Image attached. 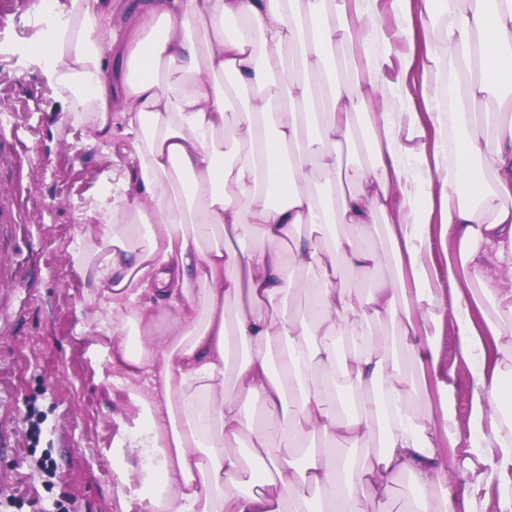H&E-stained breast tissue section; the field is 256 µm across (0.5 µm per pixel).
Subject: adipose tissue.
<instances>
[{
    "instance_id": "adipose-tissue-1",
    "label": "adipose tissue",
    "mask_w": 512,
    "mask_h": 512,
    "mask_svg": "<svg viewBox=\"0 0 512 512\" xmlns=\"http://www.w3.org/2000/svg\"><path fill=\"white\" fill-rule=\"evenodd\" d=\"M392 9L424 106L405 124L373 97L388 58L365 0H65L33 50L110 161L70 253L101 307L98 379L137 408L116 477L144 512H287L308 491L318 512H384L403 477L415 512H512V0ZM427 139L437 177L420 184L404 155ZM351 141L364 161L348 173ZM343 267L379 281L351 287ZM307 289L306 318L286 294ZM449 320L473 367L467 465L498 482L492 504L448 480Z\"/></svg>"
}]
</instances>
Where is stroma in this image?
<instances>
[{
  "instance_id": "35a3bbf8",
  "label": "stroma",
  "mask_w": 512,
  "mask_h": 512,
  "mask_svg": "<svg viewBox=\"0 0 512 512\" xmlns=\"http://www.w3.org/2000/svg\"><path fill=\"white\" fill-rule=\"evenodd\" d=\"M28 19L0 0V106L11 115L0 131L19 133L25 152L20 166L0 159V195L20 194L27 226L0 224V267L27 261L24 282L0 283V512H54L58 503L69 512H142L115 474L116 419L135 408L97 379L82 333L96 308L69 252L80 206L109 162L31 55L38 30L19 35ZM455 353L445 331L442 362L454 373L452 405L464 425L471 374ZM45 454L56 466L50 479L38 465Z\"/></svg>"
}]
</instances>
